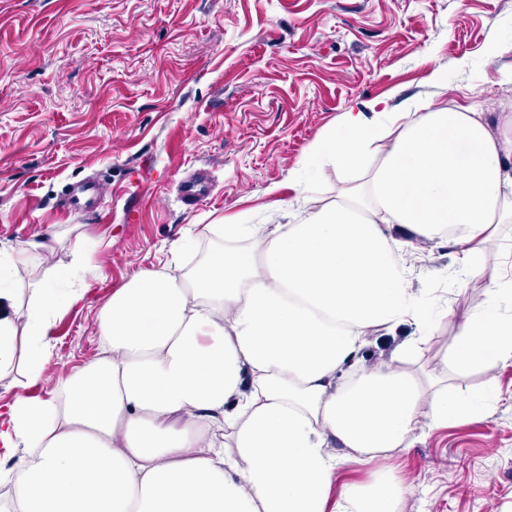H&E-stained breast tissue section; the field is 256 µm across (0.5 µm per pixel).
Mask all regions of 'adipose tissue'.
Returning <instances> with one entry per match:
<instances>
[{
	"mask_svg": "<svg viewBox=\"0 0 512 512\" xmlns=\"http://www.w3.org/2000/svg\"><path fill=\"white\" fill-rule=\"evenodd\" d=\"M372 170L297 224H211L218 246L190 275L143 272L99 316L101 353L44 400L0 406V448L24 455L6 477L9 512H396L388 469L333 493L339 466L410 447L422 428L482 418L424 372L439 321L457 332V371L512 364V280L485 254L512 224V114L438 107L381 121L347 112L304 170ZM448 242L481 308L433 311L394 232ZM47 240L0 249V377L42 380L57 315L90 290L88 260L44 267ZM34 270L18 288L19 268ZM416 334L389 361L357 369L368 336Z\"/></svg>",
	"mask_w": 512,
	"mask_h": 512,
	"instance_id": "1",
	"label": "adipose tissue"
}]
</instances>
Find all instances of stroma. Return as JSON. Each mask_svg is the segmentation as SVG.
Wrapping results in <instances>:
<instances>
[{
    "instance_id": "35a3bbf8",
    "label": "stroma",
    "mask_w": 512,
    "mask_h": 512,
    "mask_svg": "<svg viewBox=\"0 0 512 512\" xmlns=\"http://www.w3.org/2000/svg\"><path fill=\"white\" fill-rule=\"evenodd\" d=\"M375 100L471 107L499 129L512 113V0H0V248L59 232L49 264L81 246L91 285L52 325L43 380L0 379V405L50 397L93 361L113 291L170 261L181 238L245 216L296 223L300 182L312 202L335 200L345 176L299 161ZM200 168L213 190L190 210L177 182ZM90 176L101 206L66 215L67 188ZM416 254L422 296L482 306V290L460 291L452 246ZM448 382L498 402L339 468L335 486L389 467L408 486L399 512H512V365Z\"/></svg>"
}]
</instances>
